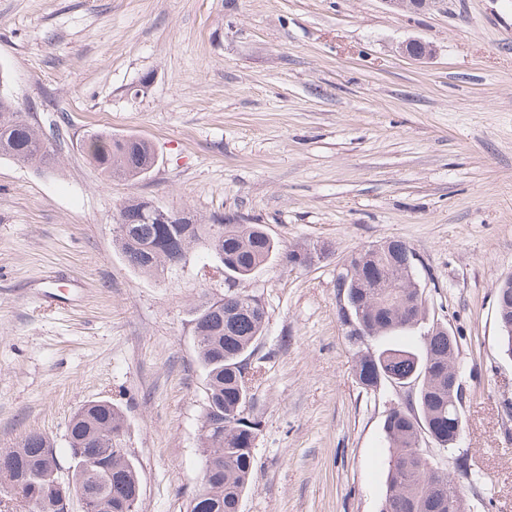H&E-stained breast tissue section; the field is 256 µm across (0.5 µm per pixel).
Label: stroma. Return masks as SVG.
Instances as JSON below:
<instances>
[{
  "mask_svg": "<svg viewBox=\"0 0 512 512\" xmlns=\"http://www.w3.org/2000/svg\"><path fill=\"white\" fill-rule=\"evenodd\" d=\"M434 45L432 59L399 44ZM0 92L60 123L53 170L0 157V448L66 431L85 402L126 419L139 512H186L202 478L205 374L192 311L224 293L193 261L153 278L115 247L130 198L265 225L282 253L327 243L317 264L280 257L240 285L266 329L249 364L260 423L240 512H380L383 425L405 395L364 390L339 319L351 251L390 239L416 257L425 325L460 338L464 431L422 446L453 471L467 512H512V360L495 287L512 276V0H444L416 14L384 0H0ZM159 157L105 180L96 132Z\"/></svg>",
  "mask_w": 512,
  "mask_h": 512,
  "instance_id": "obj_1",
  "label": "stroma"
}]
</instances>
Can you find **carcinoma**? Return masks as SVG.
I'll list each match as a JSON object with an SVG mask.
<instances>
[{
  "label": "carcinoma",
  "instance_id": "cac0c4a2",
  "mask_svg": "<svg viewBox=\"0 0 512 512\" xmlns=\"http://www.w3.org/2000/svg\"><path fill=\"white\" fill-rule=\"evenodd\" d=\"M44 129L32 123L15 102L0 96V156L24 165L50 168L54 151L46 144ZM85 156L105 176L139 179L157 163L153 145L138 136L114 138L106 132L90 136ZM145 201L130 199L119 208L115 245L134 270L149 276L182 270L192 256L220 267L227 286L218 299L201 302L192 319L196 358L205 372L204 456L218 461V468L187 504V512H239V502L252 485L253 450L245 443L258 423L243 416L249 402L247 353L263 336L266 320L244 307L245 293L236 284L264 267L278 252L277 243L262 224L213 219L206 224H158L144 219ZM409 247L387 240L376 251L346 258L353 269L349 281L338 286L347 303L357 304L350 316L339 312L346 337L355 348V377L365 389L375 390L387 381L396 386L416 382L415 395L390 409L384 423L391 454L381 512H466L457 484L476 483L467 458L456 461L451 475L418 453L424 435L438 446L448 443V420L462 410L464 390L455 363L458 348L448 337L433 332L423 336V348L414 350L404 341L425 318L423 290L409 258ZM498 323H512V287L496 286ZM370 336H361L363 332ZM126 422L110 399L82 405L71 417L66 440L70 460L93 461L90 481L96 497L87 512H137L129 495L112 494L121 477L130 487L139 479L129 452L122 450ZM59 457L45 435L28 432L9 448H0V485L18 484L22 498L34 501V512H65L53 495L52 474Z\"/></svg>",
  "mask_w": 512,
  "mask_h": 512
}]
</instances>
